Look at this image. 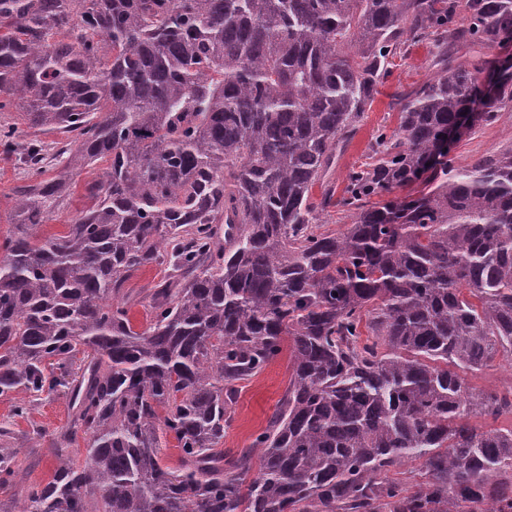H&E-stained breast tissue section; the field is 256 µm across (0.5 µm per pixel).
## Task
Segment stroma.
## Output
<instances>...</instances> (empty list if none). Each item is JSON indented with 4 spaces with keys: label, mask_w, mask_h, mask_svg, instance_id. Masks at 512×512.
<instances>
[{
    "label": "stroma",
    "mask_w": 512,
    "mask_h": 512,
    "mask_svg": "<svg viewBox=\"0 0 512 512\" xmlns=\"http://www.w3.org/2000/svg\"><path fill=\"white\" fill-rule=\"evenodd\" d=\"M431 47L419 42L408 45L396 56L390 74L379 85L371 104L356 123V128L336 160L334 176L336 189H343L348 172L367 163L369 145L377 129L394 132L398 126V98L406 91L432 76L430 67ZM512 136V111L501 112L497 121L489 126L476 128L473 133H461L456 140L457 164L469 163L478 155L494 151ZM99 168H81L71 174L62 208L55 220L40 225L38 235L52 236L66 232L69 220L89 205L87 186L98 179ZM166 278L163 268L147 266L137 271L127 282L126 289L133 299L129 317L134 326L145 325L147 303L145 296L150 288ZM290 377L289 359L280 355L260 374L241 383L232 419L224 431V448L237 452L247 448L254 437L267 425L268 419L282 397ZM69 420L67 398L63 389L42 393L36 397L27 417L13 414L12 400L0 398V427L10 429L9 438L0 440L5 448H36L38 457L30 462L27 479L31 482L51 480L55 461L51 452L52 440Z\"/></svg>",
    "instance_id": "1"
}]
</instances>
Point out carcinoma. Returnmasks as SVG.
<instances>
[{
  "label": "carcinoma",
  "instance_id": "1",
  "mask_svg": "<svg viewBox=\"0 0 512 512\" xmlns=\"http://www.w3.org/2000/svg\"><path fill=\"white\" fill-rule=\"evenodd\" d=\"M511 38L512 0H0V111L72 136L48 177L0 126L25 172L0 397L64 386L71 411L51 480L0 512H512V383L467 379L512 356V138L465 167L440 150L497 72L458 47ZM412 41L435 73L336 198V152ZM506 109L512 73L478 125ZM100 162L92 204L36 237ZM148 265L168 277L137 330L125 285ZM286 348L266 428L227 455L238 384ZM27 461L0 448V489ZM416 461L419 482L388 478Z\"/></svg>",
  "mask_w": 512,
  "mask_h": 512
}]
</instances>
